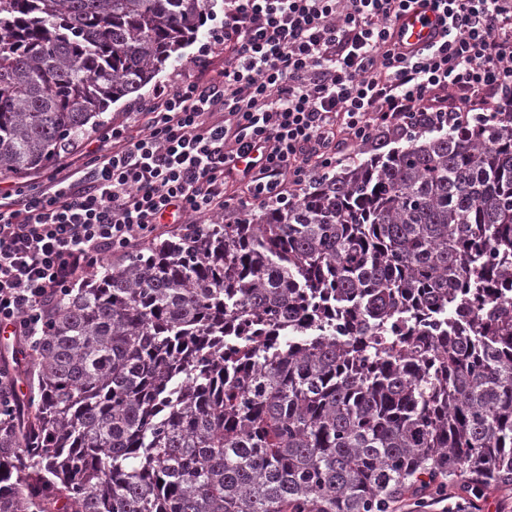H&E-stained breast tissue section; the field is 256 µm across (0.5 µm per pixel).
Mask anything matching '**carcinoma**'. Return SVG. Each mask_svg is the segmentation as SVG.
<instances>
[{
	"label": "carcinoma",
	"mask_w": 512,
	"mask_h": 512,
	"mask_svg": "<svg viewBox=\"0 0 512 512\" xmlns=\"http://www.w3.org/2000/svg\"><path fill=\"white\" fill-rule=\"evenodd\" d=\"M212 2L0 0V174L105 127ZM17 353L0 512H390L512 486V112L107 266Z\"/></svg>",
	"instance_id": "obj_1"
}]
</instances>
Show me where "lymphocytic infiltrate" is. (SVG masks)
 <instances>
[{
	"label": "lymphocytic infiltrate",
	"mask_w": 512,
	"mask_h": 512,
	"mask_svg": "<svg viewBox=\"0 0 512 512\" xmlns=\"http://www.w3.org/2000/svg\"><path fill=\"white\" fill-rule=\"evenodd\" d=\"M412 0H224L202 56L206 81L158 91L63 163L38 192L0 189V330L40 336L50 299L168 225L294 204L348 150L414 130L493 120L512 99V0H435L443 35L403 51L395 27ZM244 195L229 193L231 183Z\"/></svg>",
	"instance_id": "obj_1"
}]
</instances>
